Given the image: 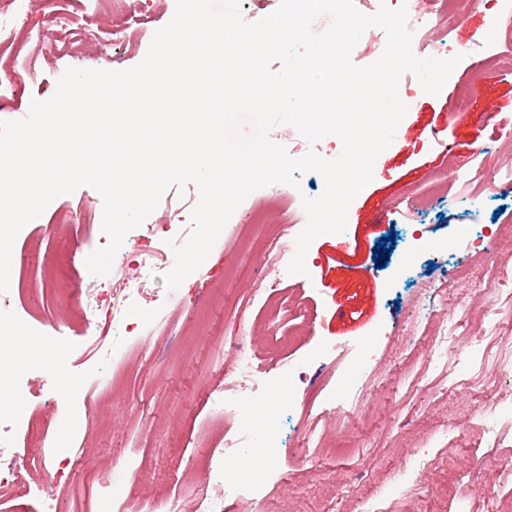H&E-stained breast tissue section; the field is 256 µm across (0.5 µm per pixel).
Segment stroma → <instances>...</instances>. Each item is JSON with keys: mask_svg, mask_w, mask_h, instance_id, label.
I'll return each mask as SVG.
<instances>
[{"mask_svg": "<svg viewBox=\"0 0 512 512\" xmlns=\"http://www.w3.org/2000/svg\"><path fill=\"white\" fill-rule=\"evenodd\" d=\"M456 17L439 21L421 42L422 57H441L452 43L462 61L439 94L424 92L413 74H404L399 96L407 112L393 142L376 159L373 179L351 202L342 234H324L310 245L306 274L279 281L268 277L260 256L237 244V232L253 237L249 212L264 207L280 223L283 195L294 209L303 198L319 197L323 177L308 172L298 186L274 184L251 193L232 215L202 265L178 289L162 280L175 264L174 245L192 232L191 212L199 199L195 184L168 190L144 222L132 229L115 254L110 273L92 276L87 256L106 246L103 230L81 236L77 222L103 218L101 195L83 186L54 199L19 232L12 251L13 288L0 294V328L27 327L42 336L13 367L0 370V388L13 397L0 405V423L29 418L49 429L66 428L68 457L59 460L53 438L31 446L23 431L11 434L18 484L30 492V512L52 503L56 512H166L174 498L187 497L202 473L199 466L224 448L209 396L236 381L224 354V338L245 336L254 364L253 387L267 389L284 365L297 364L290 380L297 400L316 385L335 384L343 360L361 343L387 337L378 380L363 394L362 417L349 421L325 396L306 415L272 417L283 447L267 468L265 490L255 512H354L361 499L385 491L404 463L403 452L422 448L436 466L422 481L393 498L390 512H496V503L436 499L435 483L448 465H459L468 483L488 480L492 467H512V415L497 413L498 401L512 398V376L481 381L479 350L512 347V322L472 321L466 314L468 289L482 285L489 259L512 268V70L494 65L512 55V41L493 45L481 34L499 24L495 9L478 0H456ZM176 0H155L151 17L106 13L99 0H59L58 17L40 7L25 19L31 31L19 71L21 97L0 112V121L27 116L32 100H46L67 68L126 70L145 57L153 35L173 17ZM81 31V54L55 51L62 27ZM270 138L289 156L307 152L332 159L342 151L339 137L308 143L291 125L273 128ZM452 150H445L442 139ZM394 244L385 266L375 262L385 236ZM75 238L79 254L53 283L39 260L62 240ZM143 253L154 257V276L136 301L127 290ZM254 270V278L227 276L230 264ZM100 298L92 316L83 307ZM306 315L311 344L287 350L276 340L297 315ZM455 316L452 334L465 341L481 337L480 348L463 351L466 370L477 382L464 388L448 381L446 364L410 365L424 355L442 322ZM163 321L162 333L149 324ZM52 358H45L44 350ZM484 408V421L473 418ZM317 437H339L344 450L333 456L296 448L293 439L307 421ZM501 439L487 448L482 425Z\"/></svg>", "mask_w": 512, "mask_h": 512, "instance_id": "35a3bbf8", "label": "stroma"}]
</instances>
